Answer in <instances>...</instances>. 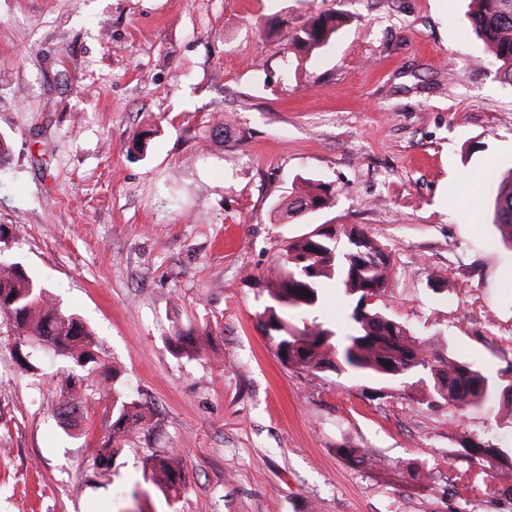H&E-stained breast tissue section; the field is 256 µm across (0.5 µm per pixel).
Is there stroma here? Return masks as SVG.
<instances>
[{
    "label": "stroma",
    "instance_id": "35a3bbf8",
    "mask_svg": "<svg viewBox=\"0 0 512 512\" xmlns=\"http://www.w3.org/2000/svg\"><path fill=\"white\" fill-rule=\"evenodd\" d=\"M332 10L350 21L322 49L267 32ZM496 69L469 0H0V224L17 228L0 250L119 371L64 426L61 362L40 351L20 372L0 324V512H512L488 463L453 457L465 436L512 444L507 412L297 371L264 315L289 240L356 226L390 258V314L439 353L512 373V248L484 177L512 159ZM303 177L333 205L283 216ZM207 327L201 356L170 353ZM117 389L148 425L103 471ZM162 450L179 495L144 474Z\"/></svg>",
    "mask_w": 512,
    "mask_h": 512
}]
</instances>
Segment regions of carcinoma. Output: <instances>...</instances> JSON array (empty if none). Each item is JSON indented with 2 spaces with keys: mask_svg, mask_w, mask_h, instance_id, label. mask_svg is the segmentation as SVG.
Wrapping results in <instances>:
<instances>
[{
  "mask_svg": "<svg viewBox=\"0 0 512 512\" xmlns=\"http://www.w3.org/2000/svg\"><path fill=\"white\" fill-rule=\"evenodd\" d=\"M471 26L497 64L503 82L512 87V0H472ZM344 17L331 12L309 19L285 40L309 49L328 45ZM489 179L498 183L495 198L496 223L512 242V166L505 171L491 168ZM331 201L326 184L303 178L293 188L285 206L287 214L319 211ZM284 272L272 293L275 304L266 310L268 324L276 336L277 356L288 347V364L304 371L332 368L336 372L370 373L380 381H392L391 373L411 377L420 372L423 396L431 403H446L458 410H478L498 403L512 410V396L504 394L509 384L496 379L453 354L429 351L402 322L375 305H363L366 297L381 298L391 284L389 258L382 245L367 232L344 224L336 234L309 231L288 241ZM332 287L350 298L348 331L342 336L317 320L296 329L288 323L295 314L306 316L322 298V289ZM0 322L16 338L18 366L34 369L31 351L44 348L66 362L58 412L68 420L73 410L86 407L93 382L106 383L115 371L97 355L93 331L74 313L64 310L51 292L29 274L18 261L0 258ZM198 337L178 333L171 342L177 355L198 352ZM145 420L140 405L118 394L112 396L107 439L95 451V464L107 470L128 434ZM465 458L489 463L495 477L512 480V448L464 439ZM152 479L176 495L185 490L182 470L174 456L161 451L152 457Z\"/></svg>",
  "mask_w": 512,
  "mask_h": 512,
  "instance_id": "1",
  "label": "carcinoma"
}]
</instances>
